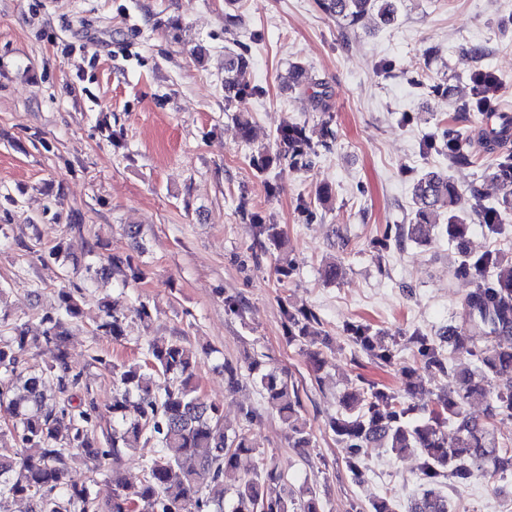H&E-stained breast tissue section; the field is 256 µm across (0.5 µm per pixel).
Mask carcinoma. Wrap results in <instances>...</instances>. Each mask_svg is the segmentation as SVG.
<instances>
[{
  "mask_svg": "<svg viewBox=\"0 0 512 512\" xmlns=\"http://www.w3.org/2000/svg\"><path fill=\"white\" fill-rule=\"evenodd\" d=\"M321 10L346 30H353L374 14L378 27L391 28L399 22L400 0H319ZM249 56L224 52V99L242 98L248 89L243 77L250 67ZM294 88L314 90L323 102L328 97L325 83L306 76L294 65L290 71ZM502 131L489 137L487 149L495 153L484 177L502 192L494 205L483 203L478 191L471 192L473 208L480 211L486 232L495 238H512V151L506 149L505 130L512 131V116L502 115ZM436 151L451 165L471 163L466 142L446 130L422 141V152ZM314 152L310 130L286 123L277 131L275 149L257 159L267 170L283 160L297 164ZM415 210L407 224L386 225L378 244L391 239L419 241L422 228L445 221L450 240L462 241L468 232L461 215L463 191L440 171L421 173L412 188ZM256 234L266 237L276 248L284 244L276 224H265L254 215ZM484 277L466 297L468 329L455 333L456 339L477 337L512 339V254L497 249L479 256L461 251L454 275ZM84 310L68 288L58 292V303L44 312L41 338L55 351V363L37 369L27 365L30 338L21 325L13 335L0 336V409L14 422V429L0 431V512H9V502L24 499L30 512H321L320 498L309 487L295 491L285 487L283 474L275 466H262L256 459L245 430H228L219 407L204 402L193 384L196 354L181 341L147 344L144 364H115L100 355L92 360L112 372V403L107 411L112 427L101 440L96 434L101 412L81 373L67 361L66 322L83 317ZM285 335L290 343L311 342L322 335L321 320L311 310L282 308ZM97 330L115 341L125 338V321L107 307L97 322ZM352 343L371 359L390 364L394 351L386 346L367 324L347 327ZM414 356L424 367L446 373L457 386L439 394L427 419L413 423L414 406L405 403L387 387L361 378L362 387L344 394L340 416L329 426L341 448L347 471L353 479L365 472V450L388 449L395 455L415 451L420 457V479L424 490L411 512H449L444 487L467 484L480 474L493 478L512 471V447L499 442L493 424L497 418H512V386L497 388L492 378L512 373V344H490L469 355L476 357L474 368H454L451 357L429 337L416 332ZM248 373L255 376L267 402L287 425L294 448H308L311 433L303 415L299 385L288 373L278 376L261 361H247ZM166 378L161 388L156 377ZM475 397L488 400L485 421L472 419L467 406ZM456 426V438L448 444L442 427ZM142 438L151 454L136 485L112 475V500L103 503L93 493L95 476L107 462H117L129 439ZM75 464H81L88 480H69ZM243 474L241 482L227 489L224 472Z\"/></svg>",
  "mask_w": 512,
  "mask_h": 512,
  "instance_id": "1",
  "label": "carcinoma"
}]
</instances>
